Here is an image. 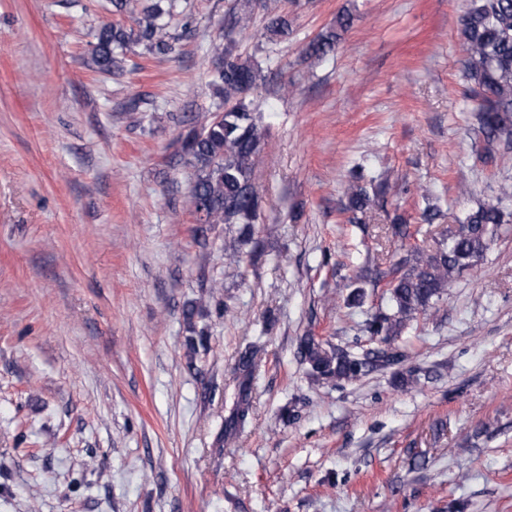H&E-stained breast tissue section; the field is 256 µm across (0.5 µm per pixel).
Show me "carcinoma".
<instances>
[{
    "label": "carcinoma",
    "instance_id": "obj_1",
    "mask_svg": "<svg viewBox=\"0 0 512 512\" xmlns=\"http://www.w3.org/2000/svg\"><path fill=\"white\" fill-rule=\"evenodd\" d=\"M175 0H110L113 12L128 15L131 25L105 23L94 36L90 53L95 68L105 74L124 70L126 53L142 44L155 55L175 50L177 38L167 30L165 18L172 15ZM276 0H261L270 36L286 40L292 34L288 15L275 9ZM349 13L336 16L333 28L319 34L303 49L308 57L323 58L336 48L341 33L350 26ZM461 37L467 56L466 78L472 82L479 129L490 143L512 144V0H470L461 19ZM212 84L222 96L224 108L204 118L181 143L185 163L195 170L191 202H201L206 224H239L236 240L224 244L225 262L242 263L245 245L254 235L261 198L253 173L265 137L262 118L252 107L251 94L262 83L258 64L234 53L233 43L215 48ZM512 198V185L500 187V197L469 211L458 231L427 249L414 246L410 257L398 261L386 274L391 307L373 314L366 322L372 336L384 346L363 355L338 350L316 336L299 338L298 350L313 375L320 379L353 381L376 368H391L403 362L404 354L392 345L417 313L436 307L464 267L479 259L508 223L502 206ZM372 205L366 190L357 186L349 195L348 210L363 212ZM251 414L249 388L239 386V399L231 422L242 428Z\"/></svg>",
    "mask_w": 512,
    "mask_h": 512
}]
</instances>
